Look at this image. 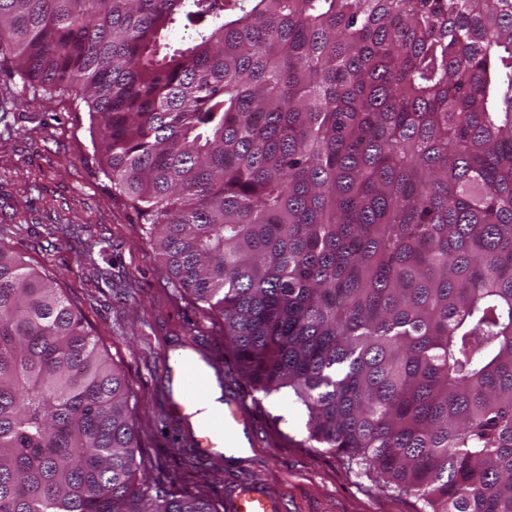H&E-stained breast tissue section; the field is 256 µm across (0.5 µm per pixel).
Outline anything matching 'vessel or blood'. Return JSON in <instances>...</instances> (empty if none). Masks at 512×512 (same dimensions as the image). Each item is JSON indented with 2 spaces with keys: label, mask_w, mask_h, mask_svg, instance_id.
<instances>
[{
  "label": "vessel or blood",
  "mask_w": 512,
  "mask_h": 512,
  "mask_svg": "<svg viewBox=\"0 0 512 512\" xmlns=\"http://www.w3.org/2000/svg\"><path fill=\"white\" fill-rule=\"evenodd\" d=\"M171 381L179 383L182 393L178 409L188 410L206 394L210 382V366L190 357L174 361L168 370ZM251 426V415L246 401L228 400L222 412L199 424L195 441L200 452L212 454L224 450L228 455L245 452L241 436ZM229 512H283L280 498L260 485L245 486L234 493Z\"/></svg>",
  "instance_id": "vessel-or-blood-1"
}]
</instances>
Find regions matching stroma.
Returning a JSON list of instances; mask_svg holds the SVG:
<instances>
[{"mask_svg": "<svg viewBox=\"0 0 512 512\" xmlns=\"http://www.w3.org/2000/svg\"><path fill=\"white\" fill-rule=\"evenodd\" d=\"M0 74V242L40 273L57 274L99 348L125 376L147 480L197 489L216 507L240 486L277 493L286 512H419L420 502L375 489L340 454L310 447L307 415L288 391L251 408L248 450L201 454L187 413L173 410L168 368L188 353L213 361L223 397L250 400L231 374L218 326L171 288L134 211L112 196L93 159L87 111L63 99L15 107Z\"/></svg>", "mask_w": 512, "mask_h": 512, "instance_id": "obj_1", "label": "stroma"}]
</instances>
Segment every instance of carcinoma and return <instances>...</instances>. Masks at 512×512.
Listing matches in <instances>:
<instances>
[{
	"label": "carcinoma",
	"mask_w": 512,
	"mask_h": 512,
	"mask_svg": "<svg viewBox=\"0 0 512 512\" xmlns=\"http://www.w3.org/2000/svg\"><path fill=\"white\" fill-rule=\"evenodd\" d=\"M1 68L88 109L168 283L311 447L512 512V0H0ZM139 455L124 376L0 243V512H219Z\"/></svg>",
	"instance_id": "1"
}]
</instances>
